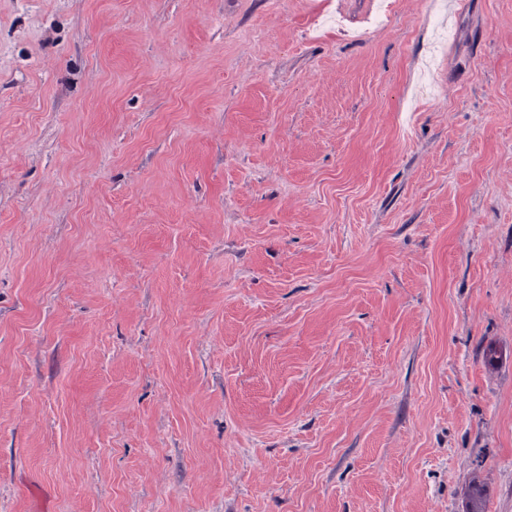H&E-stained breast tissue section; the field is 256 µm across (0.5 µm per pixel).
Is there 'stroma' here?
I'll return each instance as SVG.
<instances>
[{
	"mask_svg": "<svg viewBox=\"0 0 512 512\" xmlns=\"http://www.w3.org/2000/svg\"><path fill=\"white\" fill-rule=\"evenodd\" d=\"M0 0V512H512V0Z\"/></svg>",
	"mask_w": 512,
	"mask_h": 512,
	"instance_id": "obj_1",
	"label": "stroma"
}]
</instances>
